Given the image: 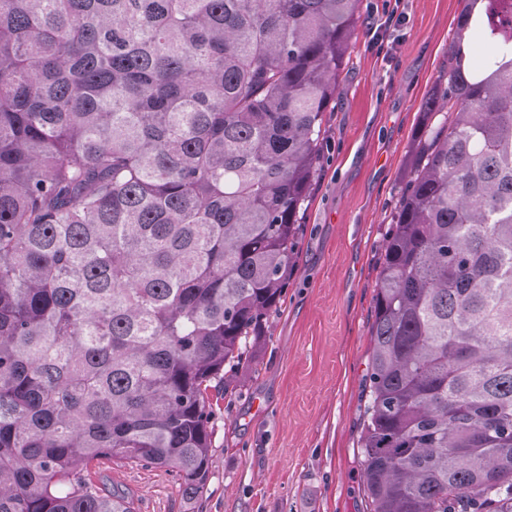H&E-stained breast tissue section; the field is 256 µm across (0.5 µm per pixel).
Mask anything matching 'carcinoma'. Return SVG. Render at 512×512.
<instances>
[{
  "label": "carcinoma",
  "instance_id": "carcinoma-1",
  "mask_svg": "<svg viewBox=\"0 0 512 512\" xmlns=\"http://www.w3.org/2000/svg\"><path fill=\"white\" fill-rule=\"evenodd\" d=\"M360 2L0 0V512H132L95 459L204 489ZM463 3L378 267L368 512H512V0Z\"/></svg>",
  "mask_w": 512,
  "mask_h": 512
}]
</instances>
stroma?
<instances>
[{
	"mask_svg": "<svg viewBox=\"0 0 512 512\" xmlns=\"http://www.w3.org/2000/svg\"><path fill=\"white\" fill-rule=\"evenodd\" d=\"M391 7L361 0L268 344L241 386L208 390L214 464L203 491L187 498L151 465H88L91 482L124 492L134 512H366L359 439L377 264L421 104L451 64L461 2L400 0L386 54L371 47L369 24Z\"/></svg>",
	"mask_w": 512,
	"mask_h": 512,
	"instance_id": "obj_1",
	"label": "stroma"
}]
</instances>
